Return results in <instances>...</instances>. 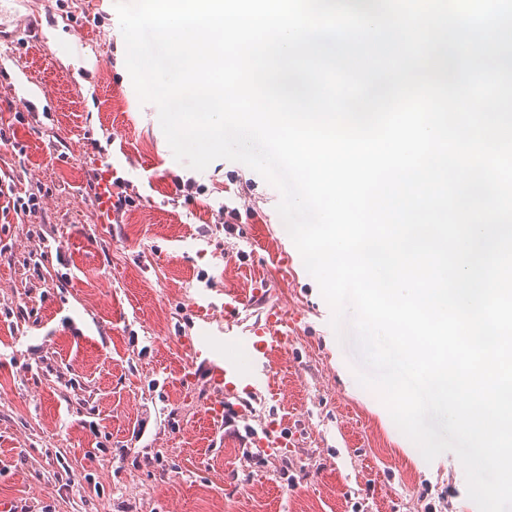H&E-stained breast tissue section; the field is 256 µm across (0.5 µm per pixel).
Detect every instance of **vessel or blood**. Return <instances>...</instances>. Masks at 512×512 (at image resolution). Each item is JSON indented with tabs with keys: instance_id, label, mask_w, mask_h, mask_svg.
<instances>
[{
	"instance_id": "vessel-or-blood-1",
	"label": "vessel or blood",
	"mask_w": 512,
	"mask_h": 512,
	"mask_svg": "<svg viewBox=\"0 0 512 512\" xmlns=\"http://www.w3.org/2000/svg\"><path fill=\"white\" fill-rule=\"evenodd\" d=\"M94 202L100 223L115 220L109 179L100 180ZM267 285V280L260 277L248 294H237L229 289L224 292V355L209 363L216 390L209 411L217 418L227 421L247 419L250 400L276 395L272 360L287 347V315L271 308L247 331L234 328V317L239 308L257 303L264 297ZM249 442L265 454H277L283 448L281 436L269 426L261 433L250 434Z\"/></svg>"
}]
</instances>
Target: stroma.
<instances>
[{
	"instance_id": "1",
	"label": "stroma",
	"mask_w": 512,
	"mask_h": 512,
	"mask_svg": "<svg viewBox=\"0 0 512 512\" xmlns=\"http://www.w3.org/2000/svg\"><path fill=\"white\" fill-rule=\"evenodd\" d=\"M34 24L61 40L29 41ZM123 43L114 0H29L0 21V125L16 142L0 147V178L41 192L24 223H0V501L14 512H478L457 456L412 455L358 384L356 351L282 230L279 192L239 162H177ZM31 90L39 102L13 124L9 105ZM231 170L254 182L239 202L254 214L239 224L222 213ZM95 172L139 197L120 223L97 221ZM178 179L192 190L176 192ZM257 272L288 314L280 396L219 430L207 366L189 365L175 338L223 336V312L201 320L195 301L223 303ZM268 418L294 448L240 451Z\"/></svg>"
}]
</instances>
